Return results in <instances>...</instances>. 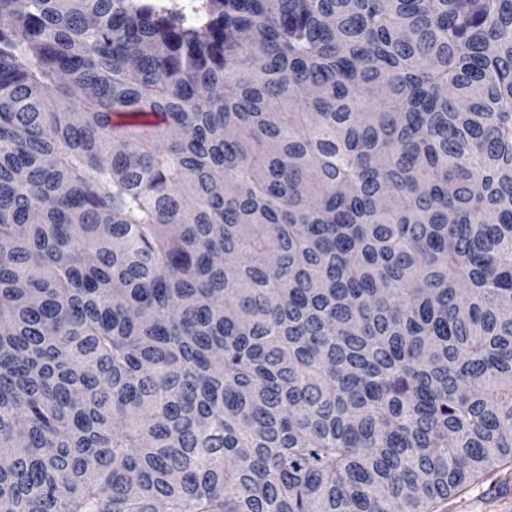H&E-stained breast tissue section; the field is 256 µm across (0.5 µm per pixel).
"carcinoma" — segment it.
<instances>
[{"mask_svg": "<svg viewBox=\"0 0 512 512\" xmlns=\"http://www.w3.org/2000/svg\"><path fill=\"white\" fill-rule=\"evenodd\" d=\"M194 12L0 0V512H436L512 460V0Z\"/></svg>", "mask_w": 512, "mask_h": 512, "instance_id": "1", "label": "carcinoma"}]
</instances>
